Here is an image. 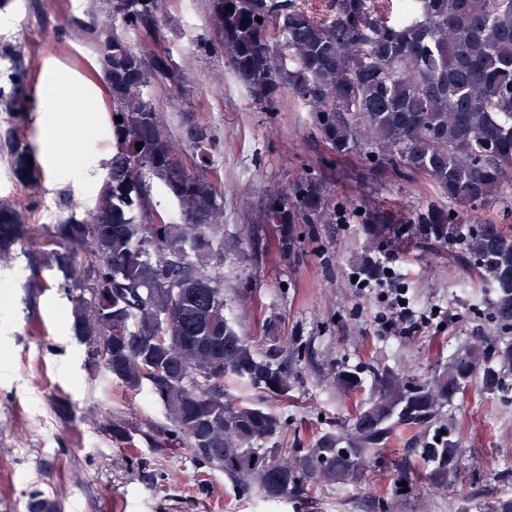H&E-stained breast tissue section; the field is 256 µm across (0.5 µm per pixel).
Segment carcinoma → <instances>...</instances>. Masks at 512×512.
<instances>
[{"instance_id":"carcinoma-1","label":"carcinoma","mask_w":512,"mask_h":512,"mask_svg":"<svg viewBox=\"0 0 512 512\" xmlns=\"http://www.w3.org/2000/svg\"><path fill=\"white\" fill-rule=\"evenodd\" d=\"M103 4L106 18L93 30L112 105L113 150L96 203L58 225L57 247L42 249L18 203L1 199L0 264L19 253L30 286L49 287L48 272L62 279L75 337L101 357L113 381L131 391L148 387L162 406L167 423L152 447L186 445L234 485L277 499L348 482L374 462L394 431L427 434L442 405L478 377L486 391L499 389L501 370L512 367L511 343L496 348L498 369L481 345L431 379L384 371L346 433L323 434L297 454L252 447L281 432V417L234 402L224 394V379L246 381L276 399L288 393L291 375L262 358L224 315V275L212 269L213 242L223 228L219 192L186 166L182 144L166 139L149 94L160 83L173 106L185 104L179 65L166 52L145 61L115 29L143 31L159 42L154 21L165 0ZM388 8L390 0H335L329 18L296 0H209V20L237 76L262 101L271 104L286 92L307 107L334 154L430 177L446 203L428 204L415 221L427 241L451 242L476 207L512 192V0H400L393 18ZM0 56L12 62L0 112L19 127L28 91L23 52L6 45ZM5 148L15 180L37 185L41 172L29 163L35 155L26 138L10 137ZM154 179L177 219L145 223ZM296 194V207L272 195L260 212L261 222L278 225L284 249L294 245L298 217L336 216L321 190L303 185ZM369 221L372 237L393 230L382 211ZM75 242L89 259L83 268L75 264ZM448 267L490 286L498 320L512 324V227L477 225L462 249L448 254ZM334 381L347 391L361 384L346 369ZM103 430L124 446L137 428L113 422ZM421 456L430 482L448 486L458 468L451 432L436 427Z\"/></svg>"}]
</instances>
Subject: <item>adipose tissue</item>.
<instances>
[{"instance_id": "1", "label": "adipose tissue", "mask_w": 512, "mask_h": 512, "mask_svg": "<svg viewBox=\"0 0 512 512\" xmlns=\"http://www.w3.org/2000/svg\"><path fill=\"white\" fill-rule=\"evenodd\" d=\"M90 93L73 76L59 71L48 70L35 107L48 167L59 177L72 173L91 176L98 169V161L85 160L81 155L58 148L57 141L68 131L94 122L95 117L87 108Z\"/></svg>"}]
</instances>
